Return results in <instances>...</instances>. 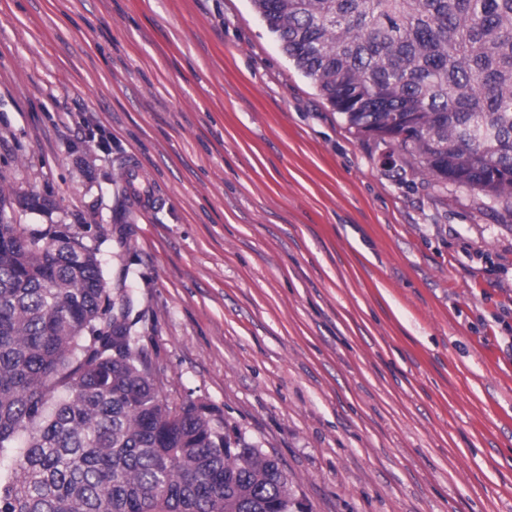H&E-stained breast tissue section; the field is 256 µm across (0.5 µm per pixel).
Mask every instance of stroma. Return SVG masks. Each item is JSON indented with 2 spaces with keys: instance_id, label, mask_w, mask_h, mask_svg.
I'll use <instances>...</instances> for the list:
<instances>
[{
  "instance_id": "1",
  "label": "stroma",
  "mask_w": 512,
  "mask_h": 512,
  "mask_svg": "<svg viewBox=\"0 0 512 512\" xmlns=\"http://www.w3.org/2000/svg\"><path fill=\"white\" fill-rule=\"evenodd\" d=\"M388 151L250 0H0L14 221L104 236L169 400L311 512H512V200Z\"/></svg>"
}]
</instances>
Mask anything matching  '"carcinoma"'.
<instances>
[{
    "mask_svg": "<svg viewBox=\"0 0 512 512\" xmlns=\"http://www.w3.org/2000/svg\"><path fill=\"white\" fill-rule=\"evenodd\" d=\"M358 132L427 174L512 197V0H251ZM0 188V512H296L276 457L163 395L125 288Z\"/></svg>",
    "mask_w": 512,
    "mask_h": 512,
    "instance_id": "cac0c4a2",
    "label": "carcinoma"
}]
</instances>
